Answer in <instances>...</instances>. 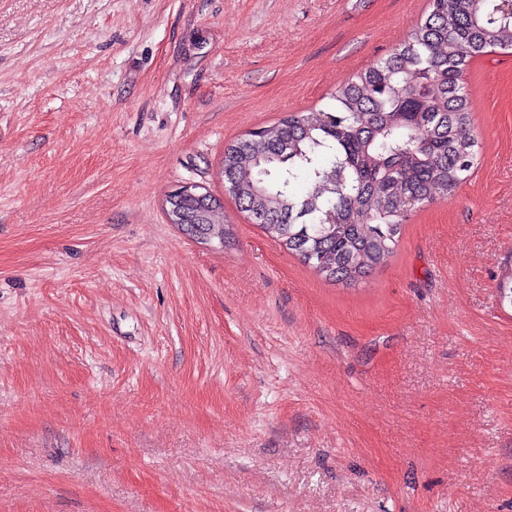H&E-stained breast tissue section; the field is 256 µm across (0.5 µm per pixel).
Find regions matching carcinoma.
<instances>
[{"mask_svg": "<svg viewBox=\"0 0 512 512\" xmlns=\"http://www.w3.org/2000/svg\"><path fill=\"white\" fill-rule=\"evenodd\" d=\"M497 49L512 50V0H429L408 38L324 108L227 145L224 187L305 265L359 282L394 253L407 200L450 196L469 176L478 141L461 76ZM179 206L186 231L224 240L219 209L191 196Z\"/></svg>", "mask_w": 512, "mask_h": 512, "instance_id": "obj_1", "label": "carcinoma"}]
</instances>
